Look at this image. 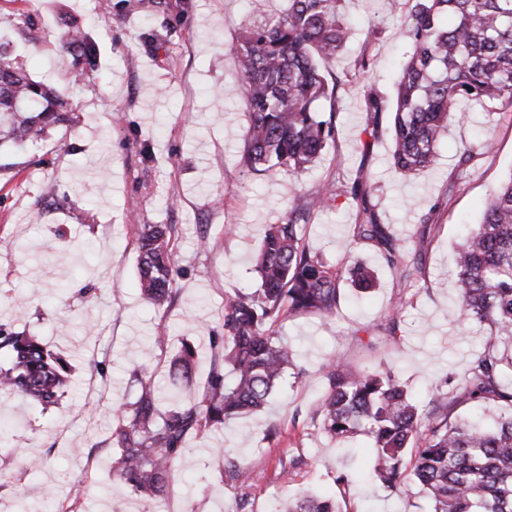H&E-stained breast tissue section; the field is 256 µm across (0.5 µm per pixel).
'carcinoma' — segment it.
Listing matches in <instances>:
<instances>
[{
	"label": "carcinoma",
	"instance_id": "obj_1",
	"mask_svg": "<svg viewBox=\"0 0 512 512\" xmlns=\"http://www.w3.org/2000/svg\"><path fill=\"white\" fill-rule=\"evenodd\" d=\"M343 0H288L283 11L256 10L230 49L248 109L242 166L254 171L286 169L297 176L336 142V84L325 64L346 45L349 29ZM403 36L408 43L392 108L367 99L364 133L393 135L394 167L405 175L429 168L441 137L467 113L461 100L512 102V0H412ZM59 50L75 81L97 67L95 42L73 20L62 18ZM61 88L34 79L0 43V145L24 150L60 131L56 151L74 150L73 118ZM492 148L477 141L459 165L468 166ZM349 195L361 203L363 220L351 243L374 245L387 265L399 270L392 313L384 330L396 326L403 290L422 275L426 234L407 248L389 224L377 222L368 206L367 185L334 183L319 188L265 231L254 271L259 287L224 300V335L212 337L203 385L196 382L197 351L187 339L170 361L173 381L192 391L162 413L157 390L141 370L130 375L133 400L118 408L112 444L119 449L112 476L144 501L166 498L174 466L188 441L212 427L251 415L268 403L285 373L295 366L278 325L289 315L335 312L341 282L367 290L374 271L361 262L348 269L331 265L302 241L299 224L309 214ZM141 294L157 308L177 300L167 224H137L134 230ZM448 285L458 296V321L489 331L482 351L451 392L436 391L428 405L413 401L390 372L352 371L329 356L320 371L326 380L313 416L333 438H369L373 474L383 486L409 493L420 488L433 512H512V173L492 189L481 220L457 250ZM0 392L33 405L53 404L70 380L71 364L25 331L0 327ZM479 408L494 426L483 427L467 413ZM240 487L255 481L253 470L230 464ZM275 512H340L338 503L305 494Z\"/></svg>",
	"mask_w": 512,
	"mask_h": 512
}]
</instances>
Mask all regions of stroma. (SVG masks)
Returning a JSON list of instances; mask_svg holds the SVG:
<instances>
[{
  "mask_svg": "<svg viewBox=\"0 0 512 512\" xmlns=\"http://www.w3.org/2000/svg\"><path fill=\"white\" fill-rule=\"evenodd\" d=\"M97 4L0 0V42L34 79L65 88L77 118L71 154H57L49 142L26 152L0 148V325L40 336L73 365L70 387L47 408L0 394V512H46L72 501L78 512H238L243 499L249 512H273L278 500L308 490L343 512H430L424 493L407 497L368 480L374 459L366 438L343 442L313 426L325 389L319 364L333 355L353 369L393 370L425 402L480 353L484 332L458 323L448 273L466 225L512 173V102L460 101L468 119L450 126L432 168L403 175L392 163L391 133L368 147L363 128L367 94L394 99L410 6L345 0L350 38L328 65L339 80L335 144L301 176L254 172L240 163L248 114L230 48L252 8L279 9L286 0H169L146 12L112 0L108 16ZM23 15L36 22L29 41L16 25ZM65 15L98 46L97 70L77 83L68 82L58 52ZM364 54L374 66L356 72ZM478 136L492 140L491 154L459 172ZM358 179L370 186L378 221L402 237L432 224L423 275L407 292L396 332L379 327L395 273L371 244L351 245L361 205L340 196L312 212L301 235L330 264L367 261L378 270L377 288L359 295L346 282L333 315L289 316L278 330L303 378L286 375L265 408L192 439L168 498L129 496L109 462L115 409L133 398L131 371L151 375L161 410L180 402L184 390L169 385V361L187 337L207 368L211 341L224 331L225 296L258 286L254 260L266 226L324 183ZM86 209L95 214L88 224L80 219ZM138 224L177 229L173 311L158 310L137 287ZM161 330L168 336L162 348L154 342ZM30 457L42 458L38 471H25ZM296 458L304 464L295 480H279L281 465ZM228 459L258 473L249 491L227 475ZM340 470L350 474L348 485L337 484Z\"/></svg>",
  "mask_w": 512,
  "mask_h": 512,
  "instance_id": "1",
  "label": "stroma"
}]
</instances>
